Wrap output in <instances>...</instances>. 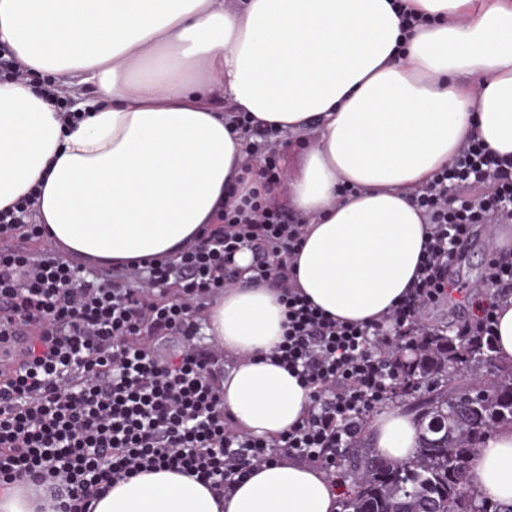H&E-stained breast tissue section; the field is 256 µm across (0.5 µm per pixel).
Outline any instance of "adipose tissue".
<instances>
[{"instance_id": "obj_1", "label": "adipose tissue", "mask_w": 512, "mask_h": 512, "mask_svg": "<svg viewBox=\"0 0 512 512\" xmlns=\"http://www.w3.org/2000/svg\"><path fill=\"white\" fill-rule=\"evenodd\" d=\"M425 24L402 34L393 0H0V45L36 74L0 81V210L41 186L38 211L68 260L163 257L258 187L225 105L290 134L314 131L288 180L305 226L294 275L334 318L378 320L406 294L425 241L415 205L470 138L512 155V0H402ZM62 78L78 118L62 124L40 78ZM353 193L339 195L341 184ZM240 283L209 306L207 334L232 364L219 383L236 427L269 441L297 426L310 390L274 361L285 309L273 285ZM423 423L398 407L367 434L405 461ZM469 478L512 505V425L476 449ZM343 484L288 455L217 501L194 477L150 470L89 512H340ZM27 482L0 512H50Z\"/></svg>"}]
</instances>
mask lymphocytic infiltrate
I'll return each mask as SVG.
<instances>
[{"label": "lymphocytic infiltrate", "mask_w": 512, "mask_h": 512, "mask_svg": "<svg viewBox=\"0 0 512 512\" xmlns=\"http://www.w3.org/2000/svg\"><path fill=\"white\" fill-rule=\"evenodd\" d=\"M231 122L265 156L260 188L173 255L91 273L46 240L40 188L0 211V338L32 330L21 365L0 378L1 483L30 481L59 512H88L98 493L149 469L195 477L220 498L284 450L336 474L366 417L398 397L397 351L433 335L427 311L456 287L455 247L478 226L512 224V156L469 142L416 199L427 241L404 299L376 324L335 319L292 282L305 227L276 195V130L244 112ZM244 249L252 282L275 284L285 308L275 356L315 401L278 447L237 432L215 371L221 351L199 340L208 300L239 281ZM170 336L181 345L167 357L157 344Z\"/></svg>", "instance_id": "lymphocytic-infiltrate-1"}]
</instances>
